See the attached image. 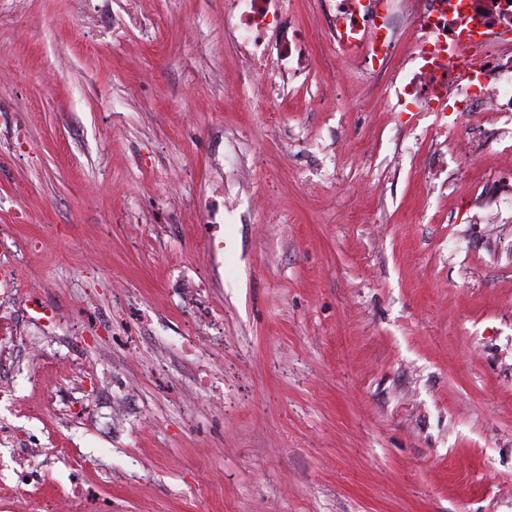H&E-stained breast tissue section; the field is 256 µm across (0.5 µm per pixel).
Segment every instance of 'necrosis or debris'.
<instances>
[{"label":"necrosis or debris","mask_w":512,"mask_h":512,"mask_svg":"<svg viewBox=\"0 0 512 512\" xmlns=\"http://www.w3.org/2000/svg\"><path fill=\"white\" fill-rule=\"evenodd\" d=\"M282 0H232L230 10L244 47L241 66L259 82L254 107L274 111L265 82L269 69L291 74L300 67L304 35H280L269 48L260 40ZM331 36L339 57L338 74L361 71L387 79L392 112H470L484 100L489 112H512V0H336ZM470 40H458L460 27ZM28 247L7 242L0 231V325L12 309L45 316L42 282H20Z\"/></svg>","instance_id":"4bbe7bcc"}]
</instances>
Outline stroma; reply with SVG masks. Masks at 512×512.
<instances>
[{
    "mask_svg": "<svg viewBox=\"0 0 512 512\" xmlns=\"http://www.w3.org/2000/svg\"><path fill=\"white\" fill-rule=\"evenodd\" d=\"M234 24L227 0H0V226L37 239L20 276L55 316L17 318L0 423L83 463L37 457L0 512L76 483L79 512H512V114L388 111L337 77L320 0L269 29L311 40L259 112ZM180 276L224 313L208 385Z\"/></svg>",
    "mask_w": 512,
    "mask_h": 512,
    "instance_id": "obj_1",
    "label": "stroma"
}]
</instances>
